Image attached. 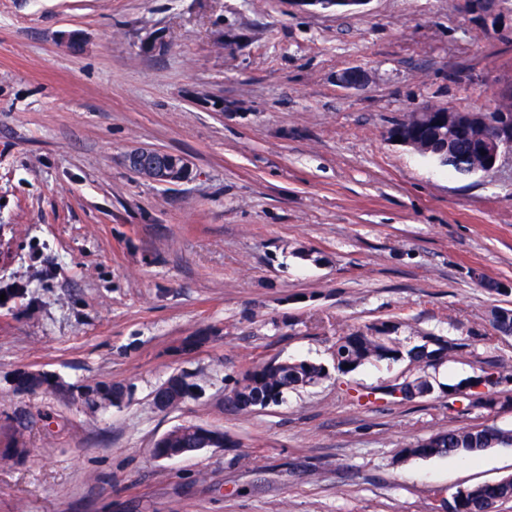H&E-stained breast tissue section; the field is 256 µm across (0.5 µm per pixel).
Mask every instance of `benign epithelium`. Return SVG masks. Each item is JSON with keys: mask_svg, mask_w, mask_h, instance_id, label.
Segmentation results:
<instances>
[{"mask_svg": "<svg viewBox=\"0 0 512 512\" xmlns=\"http://www.w3.org/2000/svg\"><path fill=\"white\" fill-rule=\"evenodd\" d=\"M288 6L303 12H313L321 7L330 11L358 9L369 0H286ZM467 4L481 11L484 16L497 19L504 9L502 0H467ZM339 81L347 88L364 87L363 71L350 68L340 75ZM421 112L439 113L438 124L464 129L473 134L477 152L481 153L479 171L492 174L501 158L512 153V116L496 110L487 112L461 111L447 106L423 105ZM125 166L135 174L158 185L183 182L192 175L191 162L184 156L153 147H137L124 155Z\"/></svg>", "mask_w": 512, "mask_h": 512, "instance_id": "1", "label": "benign epithelium"}]
</instances>
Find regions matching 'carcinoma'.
<instances>
[{
    "label": "carcinoma",
    "mask_w": 512,
    "mask_h": 512,
    "mask_svg": "<svg viewBox=\"0 0 512 512\" xmlns=\"http://www.w3.org/2000/svg\"><path fill=\"white\" fill-rule=\"evenodd\" d=\"M436 112H416L410 124L420 141L422 153L439 163L449 166L456 172L468 175L474 173V157L476 147L471 135L457 131L438 133ZM396 325L390 322H376L358 329L336 340L334 360L336 371L346 375L370 360H397L406 355L419 369H424V361L431 357L432 351L426 345L415 346L403 350V346L393 337ZM329 376V371L322 364L309 361H297L282 364L275 360L257 362L248 367L241 378L236 381L231 393L233 407L243 410L254 406L266 407L279 403L284 394L290 390L303 388ZM498 378L503 384L512 383V374L504 370L482 371L472 379L469 396L453 398V402L461 404L460 411L465 412L474 407L493 412L507 406L505 402L485 401L480 398L481 392L476 387L492 382ZM13 383L15 390L23 393H35L50 390L64 398L72 395L73 386L46 373L37 374L31 369H20L15 372ZM197 384L187 380L182 374L170 376L163 384L160 397L169 403L179 397L193 396ZM90 395L88 405L102 403L120 404L126 392L121 385H107L105 388H87ZM28 427L25 419L18 418L10 438L6 442L0 458H23L27 454L24 432ZM216 433V429L197 423L181 424L173 427L158 438L154 444L158 453H167L174 448H198L204 444L208 436ZM512 446V429H501L495 426L474 427L458 430L437 432L425 439L416 441L409 448H401L398 458L426 459L444 455L482 452L498 446ZM512 499V481L509 483H485L473 487L459 489L448 502V512H488L498 502Z\"/></svg>",
    "instance_id": "1"
}]
</instances>
